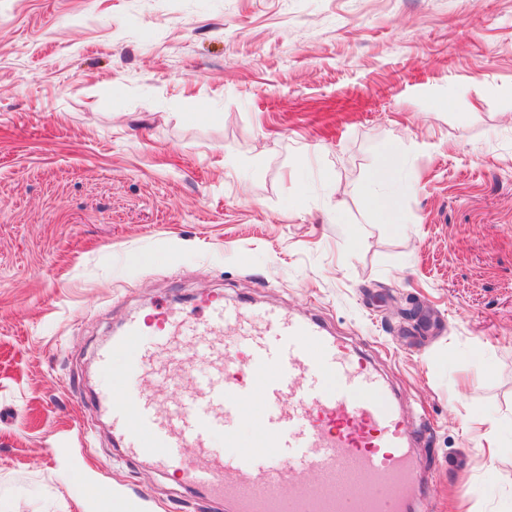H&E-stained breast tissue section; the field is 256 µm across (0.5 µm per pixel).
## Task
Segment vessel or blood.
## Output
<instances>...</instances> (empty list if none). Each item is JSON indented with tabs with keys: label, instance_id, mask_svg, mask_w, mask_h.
I'll return each instance as SVG.
<instances>
[{
	"label": "vessel or blood",
	"instance_id": "1",
	"mask_svg": "<svg viewBox=\"0 0 512 512\" xmlns=\"http://www.w3.org/2000/svg\"><path fill=\"white\" fill-rule=\"evenodd\" d=\"M192 322L165 312L129 321L98 359L112 386L99 404L123 437L129 455L178 472L236 512H415L420 504L418 460L403 412L385 380L361 357L312 321L269 309L231 308L218 296ZM238 335L234 350L215 343L226 323ZM154 344H147L146 335ZM190 344L196 361L184 366L191 388L163 403L159 393L131 388L157 375L161 357ZM133 350L124 369L112 353ZM263 399L251 405L246 381ZM254 417L263 441L256 451L238 445L236 430ZM224 434V446L210 435ZM194 449L187 457L186 449ZM317 475V489L306 478Z\"/></svg>",
	"mask_w": 512,
	"mask_h": 512
}]
</instances>
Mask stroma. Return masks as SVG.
<instances>
[{"label": "stroma", "mask_w": 512, "mask_h": 512, "mask_svg": "<svg viewBox=\"0 0 512 512\" xmlns=\"http://www.w3.org/2000/svg\"><path fill=\"white\" fill-rule=\"evenodd\" d=\"M217 294L368 356L430 512H512V0H0V512H232L92 414ZM390 162L384 164L370 178L367 185L362 189L364 201L367 209L378 216L386 223H394L397 217V199L392 194L383 190L382 183L389 180L392 173V166L395 165V157L388 153Z\"/></svg>", "instance_id": "stroma-1"}]
</instances>
